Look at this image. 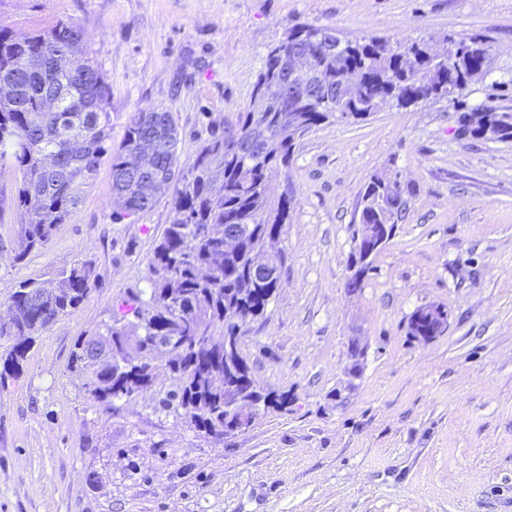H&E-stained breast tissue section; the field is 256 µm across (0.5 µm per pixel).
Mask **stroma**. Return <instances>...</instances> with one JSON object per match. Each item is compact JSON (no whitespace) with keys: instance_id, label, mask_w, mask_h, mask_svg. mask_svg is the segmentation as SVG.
<instances>
[{"instance_id":"1","label":"stroma","mask_w":512,"mask_h":512,"mask_svg":"<svg viewBox=\"0 0 512 512\" xmlns=\"http://www.w3.org/2000/svg\"><path fill=\"white\" fill-rule=\"evenodd\" d=\"M60 22L82 27L111 87L113 144L133 113L164 108L184 163L235 124L268 48L298 23L394 42L481 34L486 70L464 99L512 108V0H0L15 38ZM458 128L454 108L428 100L298 141L270 185L292 197L280 286L241 338L256 383L291 403L226 438L159 411L177 385L165 356L150 390L108 410L68 367L78 337L105 332L129 293L149 295L166 197L113 221L102 161L66 223L19 263L16 175L0 170V313L19 281L74 260L96 280L0 386V512H512V143ZM378 173L397 175L407 210L351 294L360 193ZM429 304L448 324L424 342L408 324ZM353 336L367 353L340 404Z\"/></svg>"}]
</instances>
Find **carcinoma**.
I'll use <instances>...</instances> for the list:
<instances>
[{"instance_id": "obj_1", "label": "carcinoma", "mask_w": 512, "mask_h": 512, "mask_svg": "<svg viewBox=\"0 0 512 512\" xmlns=\"http://www.w3.org/2000/svg\"><path fill=\"white\" fill-rule=\"evenodd\" d=\"M323 26L296 25L290 32L303 35L309 46ZM452 46L448 57L436 61L424 42L392 43L377 36L349 39L329 59L317 57L324 78L339 82L347 72L360 76L355 98L336 100L328 108L316 99L306 112H265L261 116L268 140L255 133V110L248 105L234 125L213 136L193 161L182 164L177 154L178 128L171 112L151 109L134 113L122 143L112 147L111 113L107 102L111 88L102 71L92 63L77 74L50 66L61 49L83 51L79 25L60 22L47 31L23 40L0 29V82L23 76V91L14 99L0 98V169L16 173L14 205L23 216L15 261L21 262L44 247L56 226L65 223L81 200L85 185L94 177L104 158H110L112 193L122 202L113 213L120 222L152 209L156 200L142 196L140 182L128 166L146 137H151L158 162L155 187L170 190L169 224L156 241L149 259L151 292L145 300L131 294L121 302V312L107 327L108 336H142L145 341L171 342L188 336L200 324L211 336H240L248 324L261 319L278 288L276 279L252 280L248 276L250 254L267 239L280 237L288 221L292 201L274 198L269 182L274 173L290 166L296 143L288 137L293 123L304 130L343 120H368L389 101L407 108L430 98L446 100L460 112L464 133L482 138L490 124L499 141L512 142V112L483 105L467 109L460 99L488 54L485 38L478 34L446 37ZM278 45H272L258 73L252 94H257L277 65ZM66 88L56 109H43L51 85ZM221 182L216 191L213 183ZM364 223L381 224L377 255L396 233L406 209L403 190L392 193L373 176L361 195ZM232 220L246 229L238 252L224 254V225ZM346 286L360 288L374 270L373 259L351 261ZM95 289L88 262L77 259L48 278L29 277L19 282L7 304V317L0 321V337L13 338L0 356V383L23 370L37 337L49 325L76 312ZM97 335L74 342L69 366L83 373L90 397L107 407L116 400L141 392L151 374L150 362L120 371L112 369V350L100 351L97 363L87 360ZM171 364L182 369L180 385L161 401L162 411L189 420L205 434L224 435V399L229 391H243L235 375L251 374L242 352L224 353V341L212 340L197 352L173 344Z\"/></svg>"}]
</instances>
